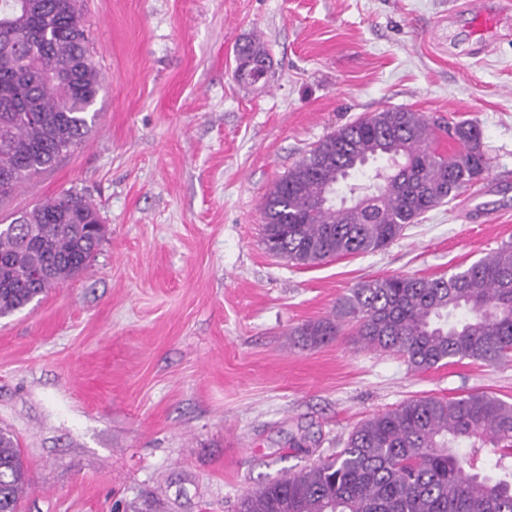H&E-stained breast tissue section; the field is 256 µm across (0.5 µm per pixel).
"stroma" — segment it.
<instances>
[{
  "label": "stroma",
  "instance_id": "obj_1",
  "mask_svg": "<svg viewBox=\"0 0 512 512\" xmlns=\"http://www.w3.org/2000/svg\"><path fill=\"white\" fill-rule=\"evenodd\" d=\"M492 2L79 0L104 77L96 124L0 204L1 220L70 190L107 229L84 273L0 317L22 512H234L411 397L512 402V362L414 372L345 334L288 338L360 281L435 278L512 241V21L472 27ZM252 38L269 53L256 84L234 74ZM394 107L476 122L488 174L384 250L314 268L269 256V187Z\"/></svg>",
  "mask_w": 512,
  "mask_h": 512
}]
</instances>
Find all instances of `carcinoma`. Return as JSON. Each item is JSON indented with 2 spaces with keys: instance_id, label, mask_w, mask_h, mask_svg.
<instances>
[{
  "instance_id": "carcinoma-1",
  "label": "carcinoma",
  "mask_w": 512,
  "mask_h": 512,
  "mask_svg": "<svg viewBox=\"0 0 512 512\" xmlns=\"http://www.w3.org/2000/svg\"><path fill=\"white\" fill-rule=\"evenodd\" d=\"M77 0H0V202L74 151L95 126L103 89ZM266 64L263 42L240 46L236 71ZM454 151L438 149L442 135ZM383 160L355 204L322 203L369 162ZM489 170L472 122L444 123L390 108L316 144L264 197L262 241L299 266L382 250ZM0 224V317L88 269L98 212L65 191ZM351 326L355 341L402 357L414 371L462 360L512 359V243L467 267L425 278L358 283L332 316L289 332L303 348ZM504 450L497 473L473 461ZM28 486L18 439L0 429V512H18ZM237 512H512V403L485 392L419 397L374 414L335 455L243 495Z\"/></svg>"
}]
</instances>
